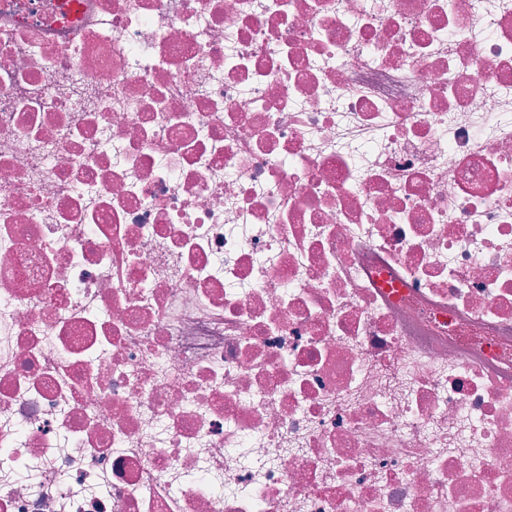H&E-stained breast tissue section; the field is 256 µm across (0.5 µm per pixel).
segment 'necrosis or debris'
Wrapping results in <instances>:
<instances>
[{"instance_id": "obj_1", "label": "necrosis or debris", "mask_w": 512, "mask_h": 512, "mask_svg": "<svg viewBox=\"0 0 512 512\" xmlns=\"http://www.w3.org/2000/svg\"><path fill=\"white\" fill-rule=\"evenodd\" d=\"M0 512H512V0H0Z\"/></svg>"}]
</instances>
